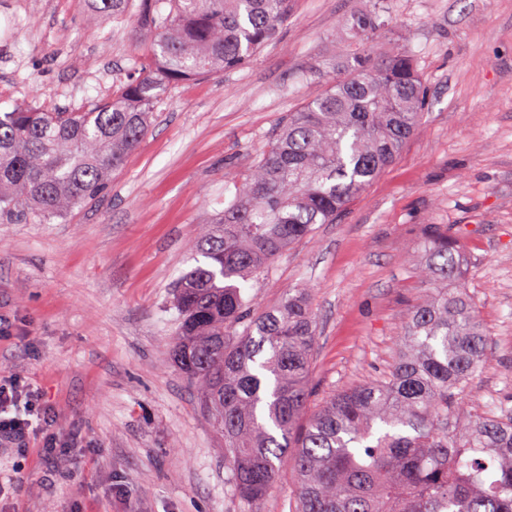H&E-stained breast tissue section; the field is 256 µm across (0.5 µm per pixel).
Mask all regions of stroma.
<instances>
[{
    "instance_id": "obj_1",
    "label": "stroma",
    "mask_w": 512,
    "mask_h": 512,
    "mask_svg": "<svg viewBox=\"0 0 512 512\" xmlns=\"http://www.w3.org/2000/svg\"><path fill=\"white\" fill-rule=\"evenodd\" d=\"M140 0L88 27L89 0H0V113L30 103L78 111L124 79ZM369 0H292L275 40L244 67L166 89L152 126L95 204L43 223H0V376L40 387L80 455L49 463L0 447V512H244L224 438L174 366L172 285L200 225L288 113L333 80L306 73L332 54ZM378 49L417 64L423 120L397 159L335 223L316 225L260 279L257 308L308 289L318 323L310 409L383 379L422 293L420 232L447 225L488 334L467 413L512 408V0H388Z\"/></svg>"
}]
</instances>
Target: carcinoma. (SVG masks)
Here are the masks:
<instances>
[{
  "mask_svg": "<svg viewBox=\"0 0 512 512\" xmlns=\"http://www.w3.org/2000/svg\"><path fill=\"white\" fill-rule=\"evenodd\" d=\"M290 0H140L132 58L112 97L78 112L0 115V222H48L91 205L137 149L164 88L241 68L288 19ZM386 0L353 15L347 75L288 114L193 242L175 287L171 355L224 435L233 493L252 507L288 460L298 512H512V410L469 420L462 404L487 347L457 236H421L423 295L387 377L332 395L306 422L317 321L307 289L259 311L247 290L316 224L389 166L418 129L424 92L411 56L370 48Z\"/></svg>",
  "mask_w": 512,
  "mask_h": 512,
  "instance_id": "carcinoma-1",
  "label": "carcinoma"
}]
</instances>
